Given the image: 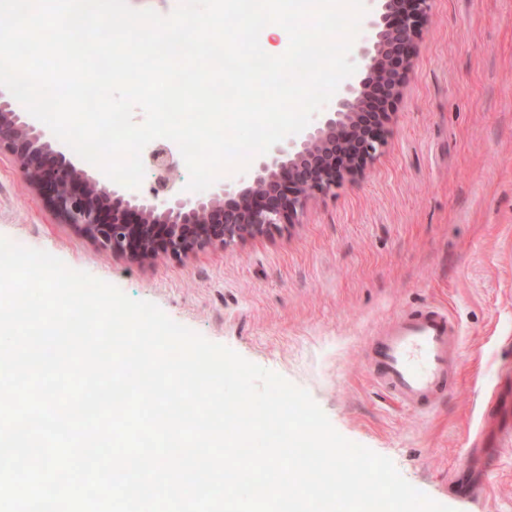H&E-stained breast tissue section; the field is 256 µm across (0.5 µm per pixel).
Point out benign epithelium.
Returning <instances> with one entry per match:
<instances>
[{
    "label": "benign epithelium",
    "instance_id": "7a95c632",
    "mask_svg": "<svg viewBox=\"0 0 512 512\" xmlns=\"http://www.w3.org/2000/svg\"><path fill=\"white\" fill-rule=\"evenodd\" d=\"M429 12L430 0H378L368 20L371 38L357 53L364 77L233 184L187 196L174 189L177 164L158 151L147 171L160 187L148 196L131 191L73 163L1 90L0 153L12 157L25 187L58 223L140 266L268 236L300 223L318 196L364 175L386 143Z\"/></svg>",
    "mask_w": 512,
    "mask_h": 512
}]
</instances>
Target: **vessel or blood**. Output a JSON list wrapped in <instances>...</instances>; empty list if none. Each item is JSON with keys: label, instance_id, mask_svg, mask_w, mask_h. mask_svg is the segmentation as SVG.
I'll list each match as a JSON object with an SVG mask.
<instances>
[{"label": "vessel or blood", "instance_id": "vessel-or-blood-1", "mask_svg": "<svg viewBox=\"0 0 512 512\" xmlns=\"http://www.w3.org/2000/svg\"><path fill=\"white\" fill-rule=\"evenodd\" d=\"M371 344L369 371L377 385L401 404L421 409L442 399L461 336L446 309L429 305L397 315Z\"/></svg>", "mask_w": 512, "mask_h": 512}]
</instances>
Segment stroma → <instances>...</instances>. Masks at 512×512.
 <instances>
[{
    "instance_id": "1",
    "label": "stroma",
    "mask_w": 512,
    "mask_h": 512,
    "mask_svg": "<svg viewBox=\"0 0 512 512\" xmlns=\"http://www.w3.org/2000/svg\"><path fill=\"white\" fill-rule=\"evenodd\" d=\"M0 236L306 389L341 435L436 502L512 512V440L476 434L512 365V0H432L387 145L287 230L137 266L55 223L0 156ZM431 303L462 346L452 392L414 412L372 379L368 341Z\"/></svg>"
}]
</instances>
